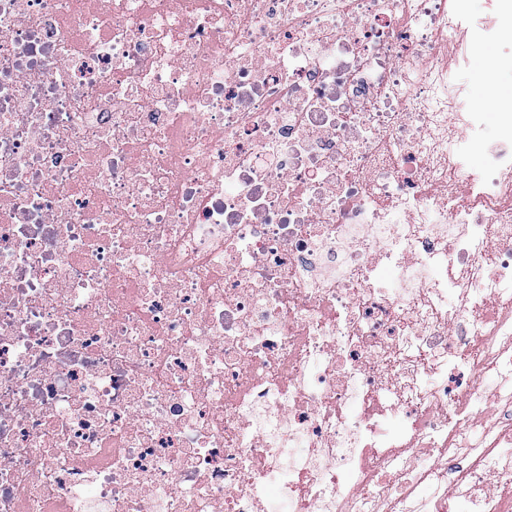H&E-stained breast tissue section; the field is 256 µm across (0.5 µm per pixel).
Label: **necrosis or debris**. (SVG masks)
<instances>
[{
  "label": "necrosis or debris",
  "mask_w": 512,
  "mask_h": 512,
  "mask_svg": "<svg viewBox=\"0 0 512 512\" xmlns=\"http://www.w3.org/2000/svg\"><path fill=\"white\" fill-rule=\"evenodd\" d=\"M509 14L0 0V512H512ZM481 55L477 58L473 54L469 58L468 65L465 69L457 71L454 77L457 81L465 84L469 90L470 97L477 104L484 107L485 112H491V101L496 95H512V67L502 70L495 81L496 93L488 104L484 103L485 88L488 82L485 77V61L489 57H496L499 53V45L497 43H488L481 49Z\"/></svg>",
  "instance_id": "4bbe7bcc"
}]
</instances>
